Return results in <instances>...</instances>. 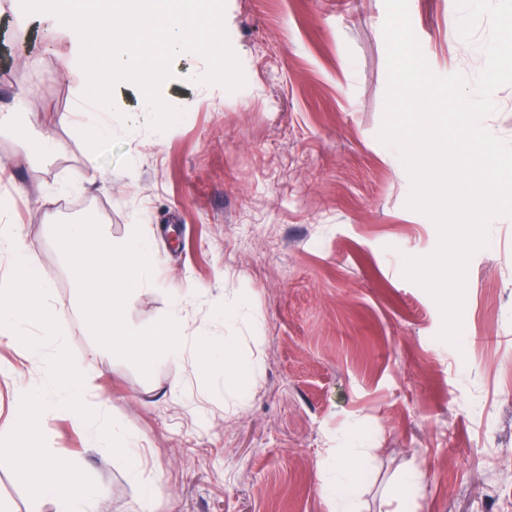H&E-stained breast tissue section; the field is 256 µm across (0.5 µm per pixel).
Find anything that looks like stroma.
<instances>
[{
  "label": "stroma",
  "instance_id": "35a3bbf8",
  "mask_svg": "<svg viewBox=\"0 0 512 512\" xmlns=\"http://www.w3.org/2000/svg\"><path fill=\"white\" fill-rule=\"evenodd\" d=\"M438 75L474 92L490 34H458L448 0H408ZM384 0H226L225 26L246 85L191 83L202 57L177 56L161 89L184 108L163 133L130 128L139 90L113 93L107 120L131 166L99 159L76 123L78 63L44 53L66 43L41 15H0V101L29 90L31 135L51 129V167L21 161L0 132V200L67 311L86 369L85 402L140 441L152 512H331L319 476L340 448L365 451L359 512H512V218L490 226L468 268L461 348L438 341L440 312L401 274L403 255L436 246L432 221L405 206L398 152L377 139L387 83ZM109 178L65 201L59 186L92 169ZM94 215L119 240L153 235L158 283L125 309L134 324L167 315L176 295L191 336L237 335L262 376L215 394L193 357L143 377L92 338L51 226ZM245 300L224 323V295ZM22 344H0V426L20 391L45 385ZM50 451L103 488L96 512H134L138 489L107 449L89 448L74 412L45 418ZM409 486H402L406 474ZM0 512H54L0 468Z\"/></svg>",
  "mask_w": 512,
  "mask_h": 512
}]
</instances>
